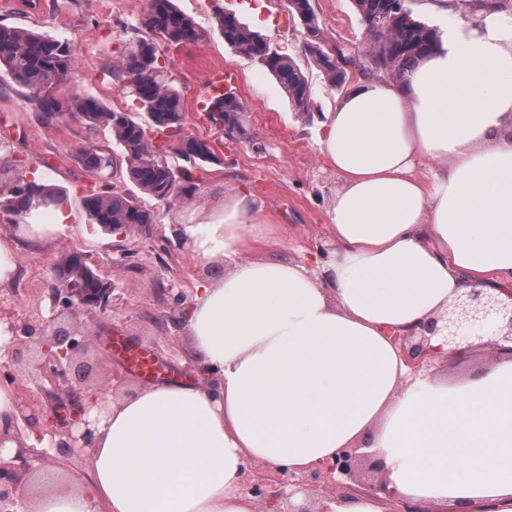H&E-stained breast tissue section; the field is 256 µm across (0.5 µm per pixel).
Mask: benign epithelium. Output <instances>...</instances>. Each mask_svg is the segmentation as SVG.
I'll list each match as a JSON object with an SVG mask.
<instances>
[{
  "label": "benign epithelium",
  "instance_id": "7a95c632",
  "mask_svg": "<svg viewBox=\"0 0 512 512\" xmlns=\"http://www.w3.org/2000/svg\"><path fill=\"white\" fill-rule=\"evenodd\" d=\"M150 136L164 155L174 145L186 137L179 126L168 127L163 132H150ZM52 306L44 312L40 305H32L28 311L18 316L9 309H0V321L9 325L11 333L7 348V361L4 366L20 360L25 351L36 346L39 355L35 362L37 382L49 396L53 410L39 415L22 403H16L15 421L22 422V429L37 437L50 436L49 448H26L20 446L14 455L4 457L6 441L19 440V435L0 433V512H27L24 479L34 473V463L55 453H71L76 448H89L92 443V430L86 415L92 407L105 408V402H97V394L87 396L74 391L69 379V370L74 357L84 348L94 344L97 337L84 331L79 336L55 328L57 311L104 312L112 307L114 288H101L94 297L88 296L83 288L61 279L50 289ZM497 318L502 322V338L512 341V294L505 302L495 296L473 291L466 298L448 305L446 314L439 316L418 332L409 336L396 334L393 340L399 344L412 371L417 372L434 358L430 340L436 335L444 338L454 351L472 349L476 346L500 350V341L487 339L481 335L485 323ZM363 454L351 448L337 456L323 471L327 476L350 477ZM253 493L264 499L277 502L287 496L284 487H275L262 480L253 483ZM370 494L381 495V500L393 506L390 512H424L420 506L395 498L394 491L386 482L368 489Z\"/></svg>",
  "mask_w": 512,
  "mask_h": 512
}]
</instances>
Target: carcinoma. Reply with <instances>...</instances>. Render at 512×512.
Masks as SVG:
<instances>
[{
	"mask_svg": "<svg viewBox=\"0 0 512 512\" xmlns=\"http://www.w3.org/2000/svg\"><path fill=\"white\" fill-rule=\"evenodd\" d=\"M306 12L307 57L317 65L330 86L342 85L347 77L346 66L357 64L356 56L338 48L325 50L327 38L313 9L312 0H293ZM360 24L381 23L379 36L368 41L365 57L370 70L383 73L395 82L430 52L437 43L438 31L418 20L407 0H352ZM149 32L129 42L112 67L116 81L135 97L140 112L111 110L99 100L75 95L68 101L55 96L76 64L72 43L26 28L0 24V68L3 67L20 86L33 92L41 112L53 119L69 113L82 117L89 127L104 124L110 127L113 139L126 161L128 179L159 202L173 198L191 199L199 184L194 172L214 159L210 148L190 137L184 150L168 155L155 153L145 139V130H163L185 121L181 95L161 63L162 47L197 42L203 37L194 21L179 11L174 0H148L141 19ZM213 29L235 52L266 67L278 80L298 114L311 112V88L296 61L272 50L270 43L258 32L242 23L236 13L217 8L213 13ZM213 122L239 136L247 135L245 108L231 91L205 104ZM80 160L91 174H106L113 169L112 154L92 146L79 151ZM45 200L48 209L67 201L59 187L46 182L19 178L8 193L0 196V217L10 221L35 208V198ZM86 212L106 230L114 226L128 227L133 232L141 225L154 223L151 212L137 198L109 185H98L83 200Z\"/></svg>",
	"mask_w": 512,
	"mask_h": 512,
	"instance_id": "1",
	"label": "carcinoma"
}]
</instances>
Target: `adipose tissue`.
Wrapping results in <instances>:
<instances>
[{
  "label": "adipose tissue",
  "mask_w": 512,
  "mask_h": 512,
  "mask_svg": "<svg viewBox=\"0 0 512 512\" xmlns=\"http://www.w3.org/2000/svg\"><path fill=\"white\" fill-rule=\"evenodd\" d=\"M319 132L340 181L333 258L243 261L270 230L242 194L183 225L196 257L229 265L181 326L212 384L109 397L84 477L34 483L29 512H256L248 464L310 473L359 445L427 512H512V353L453 378L442 336L417 372L392 339L512 288V22L458 21L403 81L355 84Z\"/></svg>",
  "instance_id": "1"
}]
</instances>
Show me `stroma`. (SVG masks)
<instances>
[{
  "instance_id": "1",
  "label": "stroma",
  "mask_w": 512,
  "mask_h": 512,
  "mask_svg": "<svg viewBox=\"0 0 512 512\" xmlns=\"http://www.w3.org/2000/svg\"><path fill=\"white\" fill-rule=\"evenodd\" d=\"M147 0H0V24L29 28L73 43L77 64L59 96L95 97L110 108L126 112L138 106L113 80L109 67L123 46L137 34ZM177 8L207 30L205 40L164 49L166 68L179 90L185 130L211 141L216 163L200 171V188L191 202H159L138 193L122 176L113 181L153 211L159 235L142 242L119 238L94 224L83 206L93 179L77 161L80 148L114 147L108 127L88 128L66 115L45 121L33 95L0 69V188L8 189L21 176L36 172L51 180L69 196L67 226L50 242L22 239L18 242L17 272L0 287V306L23 312L34 301L47 300L52 270L74 252L92 254L102 277L111 280L118 299L106 312L72 316L60 312L58 327L73 334L90 330L94 345L74 359L70 378L84 391L123 381L125 392L142 385L124 358L112 350L113 341L133 349L149 350L168 368V380L200 382L198 362L186 336L171 325L182 309L173 302L178 292L193 296L204 281L224 274L220 262L206 263L177 241H166L171 225L199 219L223 206L225 199L248 194L256 223L276 228L280 237L269 246L270 254L283 259L324 262L335 250L328 227L327 210L339 181L323 168L317 147V120L335 108L342 88L329 87L321 71L305 55L306 36L300 25L288 22L285 0H175ZM418 19L436 29L461 19H476L477 5L468 0H410ZM234 11L252 30L263 34L273 47L292 56L305 73L312 90L309 116L295 113L273 75L258 62L234 52L223 38L211 32L216 8ZM313 7L329 43L347 53L366 49V34L351 0H313ZM238 75L233 90L246 109L248 135L230 139L208 118L205 79L214 70ZM33 353L0 368V382L12 381L16 392L36 411L49 404L32 375Z\"/></svg>"
}]
</instances>
